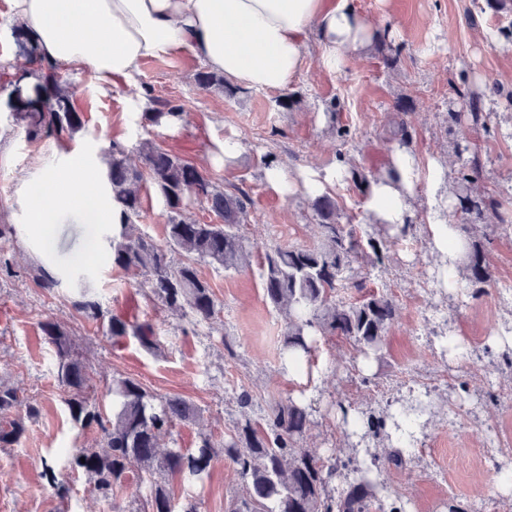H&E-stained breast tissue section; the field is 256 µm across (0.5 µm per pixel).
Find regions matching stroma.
<instances>
[{
	"label": "stroma",
	"mask_w": 512,
	"mask_h": 512,
	"mask_svg": "<svg viewBox=\"0 0 512 512\" xmlns=\"http://www.w3.org/2000/svg\"><path fill=\"white\" fill-rule=\"evenodd\" d=\"M358 2L379 24L381 38L371 53L351 55L340 69L328 70L318 62L316 36H309L306 69L281 91L202 89L195 81L202 61L175 52L143 61L136 96L122 84L100 89L88 69H67L77 87L75 105L86 117L75 140H28L22 127L0 113V224L16 228L6 246L15 274L0 279V379L41 408L18 443L0 447V512L147 508L149 487L137 473L105 502L90 492L85 476L71 472L69 451L93 446L96 433L69 415L55 351L40 330L47 319L73 333L104 405L112 403L113 379L130 376L150 393L180 397L200 412L199 422L178 424L162 437L164 448L196 447L204 434L230 440L240 416L237 398L246 390L257 420L275 401L305 400L311 426L303 447L344 458L361 446L382 454L391 450V438L373 432L360 441L347 437L337 402L381 413L406 405L410 395L426 394L431 412L414 446L403 449L400 466L380 475L391 497L406 512H453L458 505L464 512H512V486L500 485L499 468L485 462L494 451L500 468L512 470V374L500 365L503 352L512 351V332L504 330L512 325V307L501 296L512 282V225L491 215L479 229L493 278L477 298L464 280L453 295L440 293L439 263L428 245V224L440 200L453 197L466 163L481 172L476 191L497 198L512 218V42L501 34L512 27V8L501 10L487 0ZM141 98L181 105L182 121L149 123L137 104ZM474 101L489 114L487 125L471 121ZM401 126L406 135L400 140L393 132ZM113 140L126 146L131 163L139 161V143L149 140L205 171L225 192L246 194L240 233L255 252L251 264L229 270L198 266L219 309L212 322L171 315L149 299L140 277L113 267L101 251L106 225L95 205L60 212L45 250L28 244L30 187L40 169L91 164ZM228 140L241 145L230 161L222 153ZM401 143L418 163L413 228L392 240L384 265L358 274L365 288L395 299L397 318L369 369H361L352 343L333 336L318 342L313 379H299L280 359L287 325L263 297L261 257L277 247L319 244L322 235L312 194L273 188L266 163L327 178L326 190L343 218L365 228L366 197L351 181L328 175L346 164L375 176ZM438 166L443 183L431 195L428 176ZM76 256L95 257L91 286L105 311L153 325L154 349L131 336H103L79 317L70 281L49 293L29 275L32 262L64 269ZM445 334L464 344V354L442 351ZM165 484L174 500L193 496L199 512H227L242 480L234 464L219 456L202 481L190 485L175 476Z\"/></svg>",
	"instance_id": "obj_1"
}]
</instances>
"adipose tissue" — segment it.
Returning <instances> with one entry per match:
<instances>
[{
  "label": "adipose tissue",
  "mask_w": 512,
  "mask_h": 512,
  "mask_svg": "<svg viewBox=\"0 0 512 512\" xmlns=\"http://www.w3.org/2000/svg\"><path fill=\"white\" fill-rule=\"evenodd\" d=\"M8 5L48 59L90 68L105 89L136 86L145 59L187 50L230 84L282 90L307 65L303 46L309 34H316L319 60L328 69L379 37L376 20L362 13L356 0H8ZM101 172L98 166L44 170L49 201L34 207L32 223H53L61 205L81 199ZM417 179L413 155L394 150L368 186L372 223L398 230L409 225ZM428 230L431 252L442 260L448 280H456L462 238L447 224Z\"/></svg>",
  "instance_id": "adipose-tissue-1"
}]
</instances>
